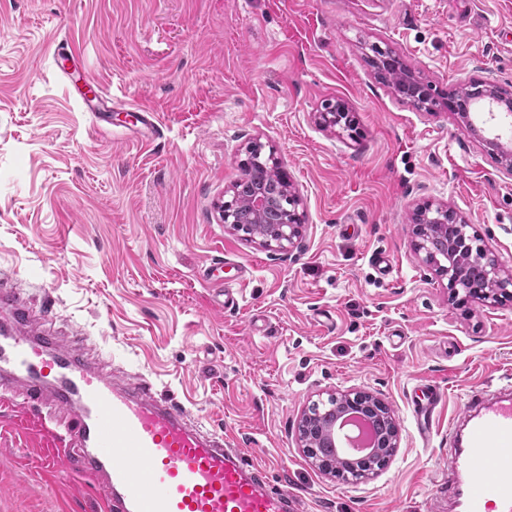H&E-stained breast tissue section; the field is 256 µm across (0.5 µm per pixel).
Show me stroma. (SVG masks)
<instances>
[{"instance_id": "stroma-1", "label": "stroma", "mask_w": 512, "mask_h": 512, "mask_svg": "<svg viewBox=\"0 0 512 512\" xmlns=\"http://www.w3.org/2000/svg\"><path fill=\"white\" fill-rule=\"evenodd\" d=\"M67 45L112 96L110 133L55 70ZM374 45L430 86L432 111L376 79ZM478 79L512 86V0H0V272L54 297L62 344L85 337L114 380L147 377L234 436L306 512H431L449 423L470 390L512 379V299L452 298L414 247L416 209L445 206L512 274V176L482 143L512 142V115L447 105ZM329 101L350 125L321 124ZM140 108L159 136L136 131ZM254 142L304 213L288 256L219 213ZM217 261L242 281L223 307ZM421 379L442 393L427 440ZM353 390L387 403L399 440L348 483L298 425ZM29 452L0 435V512H86L89 493L22 474Z\"/></svg>"}]
</instances>
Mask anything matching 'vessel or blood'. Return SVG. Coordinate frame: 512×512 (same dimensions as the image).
I'll list each match as a JSON object with an SVG mask.
<instances>
[{"mask_svg": "<svg viewBox=\"0 0 512 512\" xmlns=\"http://www.w3.org/2000/svg\"><path fill=\"white\" fill-rule=\"evenodd\" d=\"M64 78L82 65L55 50ZM0 430L27 441L26 464L55 486L97 490L92 512H301L302 499L270 484L235 440L200 431L190 411L146 378L111 381L59 346L54 310L33 308L0 276ZM453 512H512V383L468 397L448 427Z\"/></svg>", "mask_w": 512, "mask_h": 512, "instance_id": "vessel-or-blood-1", "label": "vessel or blood"}]
</instances>
